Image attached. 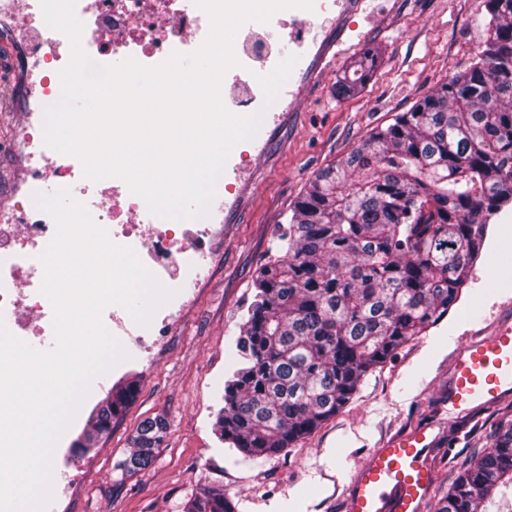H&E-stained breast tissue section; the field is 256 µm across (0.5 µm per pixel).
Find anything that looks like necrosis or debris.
<instances>
[{"mask_svg": "<svg viewBox=\"0 0 512 512\" xmlns=\"http://www.w3.org/2000/svg\"><path fill=\"white\" fill-rule=\"evenodd\" d=\"M75 14L84 51L102 65L128 58L158 65L198 49L210 27L193 0H76ZM69 59L70 42L46 25L40 0H0V110L14 118L11 133L0 137V167L8 169L0 176V325L29 344L53 333L39 257L56 226L35 200L49 178H62L110 239L133 250L168 294L156 310L166 320L185 306L182 287L207 277L210 240L233 208L219 181L207 216L161 218L122 179L90 181L79 159L46 146L44 110L61 96L58 72Z\"/></svg>", "mask_w": 512, "mask_h": 512, "instance_id": "necrosis-or-debris-1", "label": "necrosis or debris"}]
</instances>
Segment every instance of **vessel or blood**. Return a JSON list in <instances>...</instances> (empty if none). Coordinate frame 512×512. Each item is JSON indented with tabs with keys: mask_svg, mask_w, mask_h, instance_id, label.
<instances>
[{
	"mask_svg": "<svg viewBox=\"0 0 512 512\" xmlns=\"http://www.w3.org/2000/svg\"><path fill=\"white\" fill-rule=\"evenodd\" d=\"M512 396V323L463 343L448 379V408L466 413ZM427 428L386 438L353 474L344 512H421L434 481Z\"/></svg>",
	"mask_w": 512,
	"mask_h": 512,
	"instance_id": "vessel-or-blood-1",
	"label": "vessel or blood"
}]
</instances>
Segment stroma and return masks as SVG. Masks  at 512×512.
<instances>
[{
    "instance_id": "1",
    "label": "stroma",
    "mask_w": 512,
    "mask_h": 512,
    "mask_svg": "<svg viewBox=\"0 0 512 512\" xmlns=\"http://www.w3.org/2000/svg\"><path fill=\"white\" fill-rule=\"evenodd\" d=\"M373 21L343 18L319 32L339 43L337 61L316 77L292 75L286 118L270 129L269 147L242 189L223 235L214 241L213 274L187 293L186 312L154 337V352L126 340V357L111 367L81 404L56 445L53 475L74 478L66 512H184L207 489L223 490L238 512H342L344 485L386 437L428 424L435 481L422 512H437L453 479L452 464L490 447L497 406L466 418L444 402L448 367L467 337L512 321V206L493 216L482 257L453 310L426 335L399 348L365 378L346 407L288 452L246 461L215 433L234 340L251 304L254 280L276 256L294 204L315 175L339 162L374 129L391 123L473 63L484 40L485 0H377ZM370 47L379 60L362 89L337 96V78ZM138 392L96 444L71 451L96 405L118 382ZM165 419L167 430L150 466L122 478L113 466L130 450L139 424Z\"/></svg>"
}]
</instances>
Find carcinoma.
Here are the masks:
<instances>
[{"mask_svg":"<svg viewBox=\"0 0 512 512\" xmlns=\"http://www.w3.org/2000/svg\"><path fill=\"white\" fill-rule=\"evenodd\" d=\"M475 61L448 77L349 155L321 170L295 203L282 255L260 268L224 380L219 438L243 458L280 455L336 416L363 379L424 335L459 301L491 218L512 203V0H487ZM365 50L337 78L345 97L374 75ZM135 391L112 395L93 423L106 432ZM167 425L143 421L121 476L146 469ZM491 447L456 471L438 512H483L512 485V411ZM185 512H236L224 491Z\"/></svg>","mask_w":512,"mask_h":512,"instance_id":"cac0c4a2","label":"carcinoma"}]
</instances>
